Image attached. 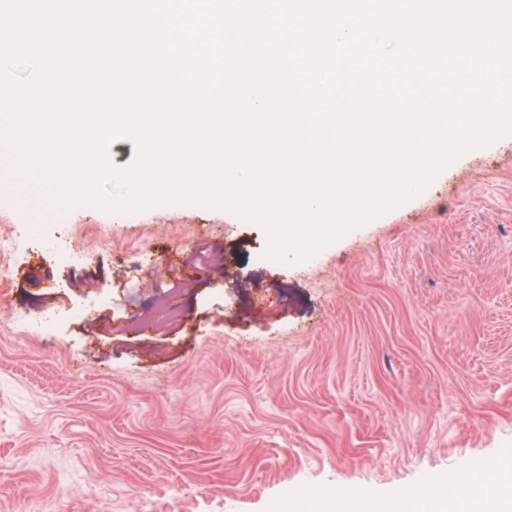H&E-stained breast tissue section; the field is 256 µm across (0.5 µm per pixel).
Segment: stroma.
I'll list each match as a JSON object with an SVG mask.
<instances>
[{"label":"stroma","mask_w":512,"mask_h":512,"mask_svg":"<svg viewBox=\"0 0 512 512\" xmlns=\"http://www.w3.org/2000/svg\"><path fill=\"white\" fill-rule=\"evenodd\" d=\"M0 144V512H321L512 467V133L313 255L60 209Z\"/></svg>","instance_id":"stroma-1"}]
</instances>
